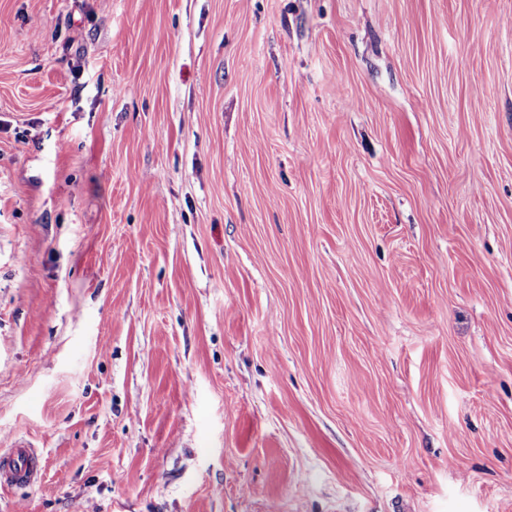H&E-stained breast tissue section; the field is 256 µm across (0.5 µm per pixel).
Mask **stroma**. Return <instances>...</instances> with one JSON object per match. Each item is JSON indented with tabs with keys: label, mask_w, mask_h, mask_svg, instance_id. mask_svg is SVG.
Wrapping results in <instances>:
<instances>
[{
	"label": "stroma",
	"mask_w": 512,
	"mask_h": 512,
	"mask_svg": "<svg viewBox=\"0 0 512 512\" xmlns=\"http://www.w3.org/2000/svg\"><path fill=\"white\" fill-rule=\"evenodd\" d=\"M0 512H512V0H0ZM42 471V460L33 448L16 440L7 448L1 446V484L30 486L40 479Z\"/></svg>",
	"instance_id": "stroma-1"
}]
</instances>
